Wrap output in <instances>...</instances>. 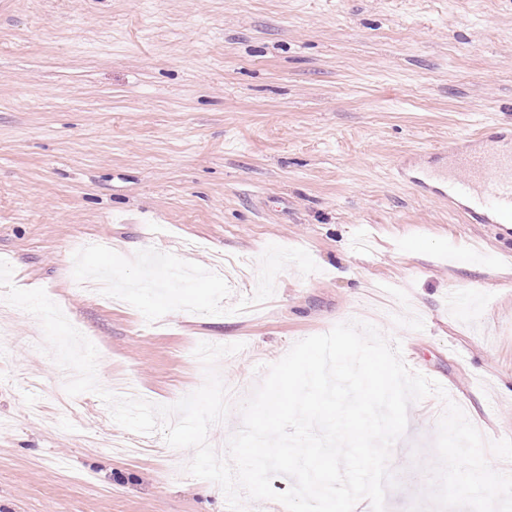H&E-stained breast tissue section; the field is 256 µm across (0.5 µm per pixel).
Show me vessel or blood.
I'll return each mask as SVG.
<instances>
[{
  "label": "vessel or blood",
  "instance_id": "obj_1",
  "mask_svg": "<svg viewBox=\"0 0 512 512\" xmlns=\"http://www.w3.org/2000/svg\"><path fill=\"white\" fill-rule=\"evenodd\" d=\"M445 164L411 181L470 224H512V130L483 127L472 144L450 143Z\"/></svg>",
  "mask_w": 512,
  "mask_h": 512
}]
</instances>
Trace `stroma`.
Masks as SVG:
<instances>
[{"label": "stroma", "instance_id": "1", "mask_svg": "<svg viewBox=\"0 0 512 512\" xmlns=\"http://www.w3.org/2000/svg\"><path fill=\"white\" fill-rule=\"evenodd\" d=\"M512 125V0H0V259L97 347L103 388L172 404L199 343L258 385L369 322L512 439V234L401 176ZM460 291L468 300L448 305ZM0 313V512H229L193 450L64 390ZM445 402H412L387 512L425 501Z\"/></svg>", "mask_w": 512, "mask_h": 512}]
</instances>
